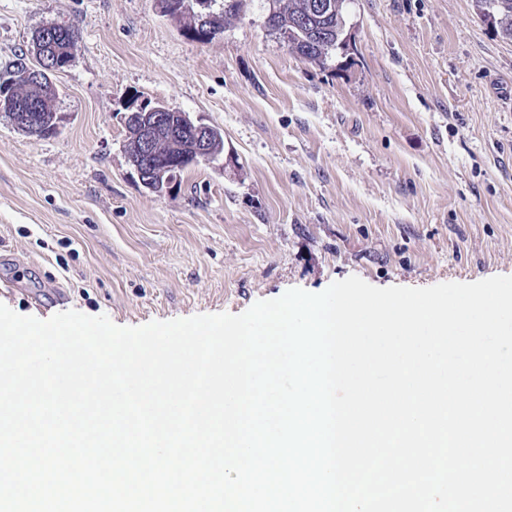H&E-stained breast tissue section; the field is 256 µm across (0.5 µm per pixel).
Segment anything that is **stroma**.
I'll return each instance as SVG.
<instances>
[{
  "mask_svg": "<svg viewBox=\"0 0 512 512\" xmlns=\"http://www.w3.org/2000/svg\"><path fill=\"white\" fill-rule=\"evenodd\" d=\"M268 13L246 0L200 43L157 0H0V69L45 25L76 35L55 134L0 112V303L141 326L350 276L512 275V41L472 0H349L341 70L291 53ZM147 102L224 134L161 194L125 151L121 115Z\"/></svg>",
  "mask_w": 512,
  "mask_h": 512,
  "instance_id": "obj_1",
  "label": "stroma"
}]
</instances>
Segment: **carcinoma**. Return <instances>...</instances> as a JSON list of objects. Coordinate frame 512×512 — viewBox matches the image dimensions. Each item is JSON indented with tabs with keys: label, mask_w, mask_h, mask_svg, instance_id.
<instances>
[{
	"label": "carcinoma",
	"mask_w": 512,
	"mask_h": 512,
	"mask_svg": "<svg viewBox=\"0 0 512 512\" xmlns=\"http://www.w3.org/2000/svg\"><path fill=\"white\" fill-rule=\"evenodd\" d=\"M163 4V14L178 24L180 29L192 40L209 42L224 32V24L238 16L243 0H159ZM281 12L269 17L267 27L287 39L288 48L299 57L319 65H326L336 55V50L323 44L313 43L314 36L303 35L290 25L295 17L306 14L310 0H280ZM56 40L45 46L56 60L66 67L73 59L75 45L74 31L66 26H58ZM13 68L0 70V89L14 93L24 105V111L31 114L30 128L25 134L43 138L56 132L50 123L53 112L51 101L56 89L49 73L42 75V81L36 88L10 87ZM163 126L159 127L161 140L165 143L158 159L166 161L171 180H176L188 167L194 165L191 155L190 134L185 131L189 121L184 113L170 111L164 113Z\"/></svg>",
	"instance_id": "obj_1"
}]
</instances>
